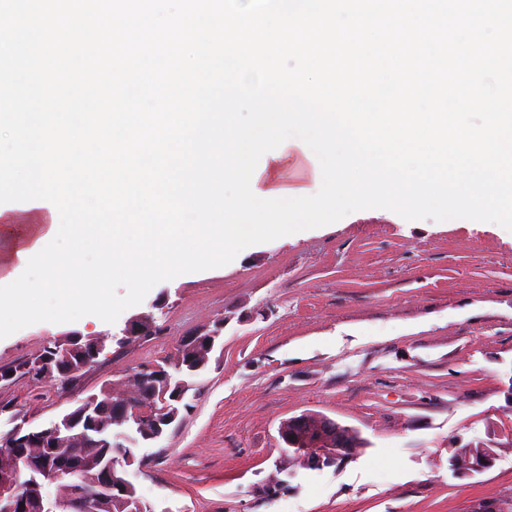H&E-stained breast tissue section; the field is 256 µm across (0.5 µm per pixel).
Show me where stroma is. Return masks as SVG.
I'll return each mask as SVG.
<instances>
[{
    "label": "stroma",
    "instance_id": "1",
    "mask_svg": "<svg viewBox=\"0 0 512 512\" xmlns=\"http://www.w3.org/2000/svg\"><path fill=\"white\" fill-rule=\"evenodd\" d=\"M141 315L153 335L117 344ZM220 319L223 352L181 420L133 449L132 481L153 512H470L478 499L512 501V238L494 224L363 209L160 282L114 323L27 326L0 339V367L70 331L105 350L71 386L21 377L0 387V404L53 421L101 388L123 390ZM304 412L358 429L368 446L277 485L288 458L278 428ZM476 439L500 442L498 460L454 477L452 448Z\"/></svg>",
    "mask_w": 512,
    "mask_h": 512
}]
</instances>
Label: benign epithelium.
Segmentation results:
<instances>
[{"label":"benign epithelium","instance_id":"obj_1","mask_svg":"<svg viewBox=\"0 0 512 512\" xmlns=\"http://www.w3.org/2000/svg\"><path fill=\"white\" fill-rule=\"evenodd\" d=\"M8 422L13 427L5 433L10 448H20L29 439L28 419H20L13 408L6 409ZM126 419L139 423L150 416L146 408L130 403L118 409ZM69 416L37 427L36 438L45 445L56 442L63 434ZM280 441L290 450L302 453L301 461L309 468L322 469L343 463L356 454L351 440L352 430L326 415L302 413L285 420L278 429ZM500 445L484 441L467 455L465 461L451 459V470L457 477H474L491 469L498 459ZM70 463H52L48 460L18 454L12 479L0 483V512H29L30 499L36 495L47 503L49 512H98L99 500L95 492L112 483V470H95L78 482H72L66 493L50 499L46 488L67 478Z\"/></svg>","mask_w":512,"mask_h":512}]
</instances>
